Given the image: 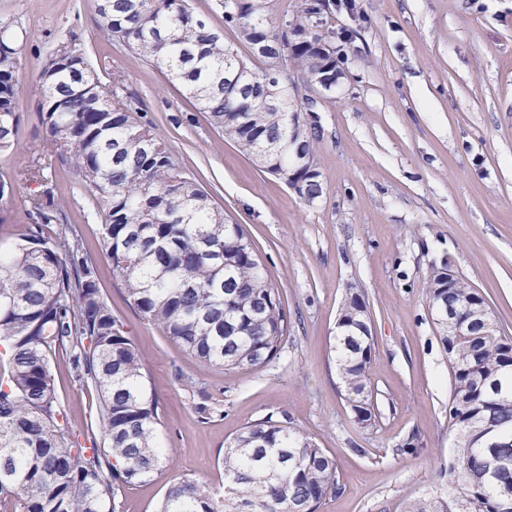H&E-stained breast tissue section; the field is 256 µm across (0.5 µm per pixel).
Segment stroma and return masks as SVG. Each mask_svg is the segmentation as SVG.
Instances as JSON below:
<instances>
[{
    "label": "stroma",
    "instance_id": "1",
    "mask_svg": "<svg viewBox=\"0 0 512 512\" xmlns=\"http://www.w3.org/2000/svg\"><path fill=\"white\" fill-rule=\"evenodd\" d=\"M364 19L336 92L318 103L321 197L305 204L214 129L150 64L98 26L96 0H0V28L19 50L18 144L0 151V249L35 224L33 200H53L60 224L97 267V286L143 357L158 401V437L172 464L124 485L119 512H157L175 479L224 485L222 458L266 416L306 432L337 466L339 494L318 512H408L448 493L455 432L452 377L425 295L448 259L512 337V0H357ZM74 35L105 88L154 121L177 163L242 224L277 285L289 324L280 353L224 369L184 353L133 306L101 240V208L48 147L37 75ZM42 156L43 177L25 172ZM372 321V425L355 423L337 373L336 321L348 288ZM58 399L84 447L103 445L94 385L70 359L52 361Z\"/></svg>",
    "mask_w": 512,
    "mask_h": 512
}]
</instances>
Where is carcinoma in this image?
<instances>
[{
    "label": "carcinoma",
    "instance_id": "1",
    "mask_svg": "<svg viewBox=\"0 0 512 512\" xmlns=\"http://www.w3.org/2000/svg\"><path fill=\"white\" fill-rule=\"evenodd\" d=\"M101 31L133 57L161 70L266 173L300 182L310 204L322 194L316 151L320 127L289 122L288 76L313 83L345 63L348 30L336 31V5L356 0H294L277 22L269 0H217L237 43L199 17L189 0H107ZM263 67L256 68L255 61ZM18 50L0 53V151L15 146L13 81ZM93 70L76 38L59 41L38 74L50 150L104 205L101 234L112 270L133 304L189 355L226 369L269 362L281 349L288 315L247 231L232 223L194 174L175 163L151 121L98 77L82 84L71 65ZM302 142L301 165L295 146ZM40 224L0 252V346L10 366L0 381V502L13 512H117L120 488L172 462L157 441L158 405L147 393L141 354L99 293L97 268L79 239L42 226L59 206L32 203ZM453 377L449 419L457 461L448 497L418 500L408 512H497L512 500V341L481 326L448 335V313L471 304L496 320L462 277L432 266L425 286ZM335 336L338 374L354 421L376 418L367 386L371 318L362 294L346 293ZM69 354L73 376L99 393L104 448L70 438L55 392L52 360ZM224 491L174 481L158 512H317L340 492L335 461L305 432L270 415L224 449Z\"/></svg>",
    "mask_w": 512,
    "mask_h": 512
}]
</instances>
